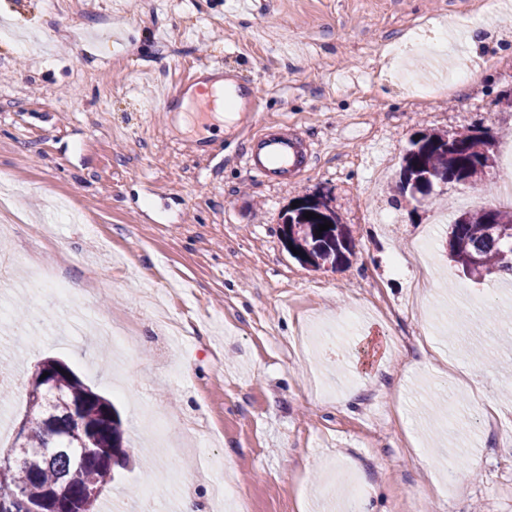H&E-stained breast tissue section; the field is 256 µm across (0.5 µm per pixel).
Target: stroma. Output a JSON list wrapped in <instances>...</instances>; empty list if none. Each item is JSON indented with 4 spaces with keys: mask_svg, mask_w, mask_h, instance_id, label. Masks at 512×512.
I'll return each mask as SVG.
<instances>
[{
    "mask_svg": "<svg viewBox=\"0 0 512 512\" xmlns=\"http://www.w3.org/2000/svg\"><path fill=\"white\" fill-rule=\"evenodd\" d=\"M0 0V171L25 183V224L0 225V360L11 398L0 448L26 413L35 364L65 361L120 412L131 464L99 506L140 512H512V284L464 275L445 256L433 208L377 192L385 152L419 133L478 127L512 141V0L476 17L474 0ZM479 19L471 45L467 27ZM441 30L451 56L387 54L414 23ZM232 62L260 89L264 122L306 135L313 168L270 185L245 165L237 131L197 123L185 102L167 122L153 92L188 70ZM479 83L449 84L458 61ZM315 195L344 224L352 253L304 266L281 217ZM74 200L98 225L40 223ZM389 224H367L369 211ZM40 271L65 286L20 287ZM129 347L113 346L111 322ZM480 366L483 392L445 378ZM492 395L497 412L473 414ZM459 473L455 486L446 469ZM228 477L236 500L216 504Z\"/></svg>",
    "mask_w": 512,
    "mask_h": 512,
    "instance_id": "stroma-1",
    "label": "stroma"
}]
</instances>
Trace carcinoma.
Listing matches in <instances>:
<instances>
[{"mask_svg":"<svg viewBox=\"0 0 512 512\" xmlns=\"http://www.w3.org/2000/svg\"><path fill=\"white\" fill-rule=\"evenodd\" d=\"M491 146L486 132L473 128L449 136L421 133L410 140L403 170L412 175L430 173L450 181L476 183L487 175L488 165L479 146ZM315 216L307 219L306 212ZM331 227L319 231V225ZM288 245L300 262L319 267L339 264L350 251L345 229L327 205L305 198L290 210ZM448 256L467 275L512 277V209L481 208L454 215L448 236ZM52 378L41 397H27L26 414L47 424L31 428L28 450L12 464L0 456V512H81L88 484L104 488L114 471L128 462L122 421L112 402L93 391L67 365L42 360L35 365L30 383ZM82 428L84 434L74 430Z\"/></svg>","mask_w":512,"mask_h":512,"instance_id":"cac0c4a2","label":"carcinoma"}]
</instances>
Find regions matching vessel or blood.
Returning <instances> with one entry per match:
<instances>
[{"label": "vessel or blood", "mask_w": 512, "mask_h": 512, "mask_svg": "<svg viewBox=\"0 0 512 512\" xmlns=\"http://www.w3.org/2000/svg\"><path fill=\"white\" fill-rule=\"evenodd\" d=\"M187 98L205 115L223 110L227 104L235 105L236 125L248 131L242 150L245 163L267 183L291 182L312 168L314 152L298 131L257 120L261 105L259 90L237 72L216 68L191 70L165 95L161 109L177 114Z\"/></svg>", "instance_id": "b4317fda"}]
</instances>
